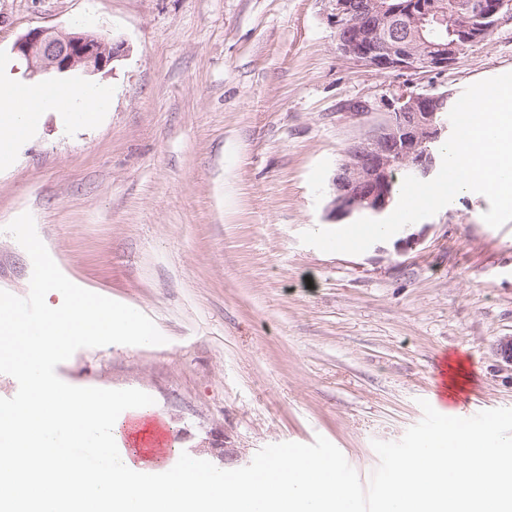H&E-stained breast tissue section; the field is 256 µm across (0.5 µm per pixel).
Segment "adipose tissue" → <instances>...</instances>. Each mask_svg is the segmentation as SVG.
<instances>
[{
  "instance_id": "ef3b65f1",
  "label": "adipose tissue",
  "mask_w": 512,
  "mask_h": 512,
  "mask_svg": "<svg viewBox=\"0 0 512 512\" xmlns=\"http://www.w3.org/2000/svg\"><path fill=\"white\" fill-rule=\"evenodd\" d=\"M29 91L26 110H18L17 99ZM112 98L111 89L96 87L74 88L65 83L27 84L17 79L10 68L0 69V160L5 159V147L13 145L26 130V112H61L71 110L97 118Z\"/></svg>"
}]
</instances>
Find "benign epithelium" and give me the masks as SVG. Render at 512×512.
<instances>
[{"instance_id":"benign-epithelium-1","label":"benign epithelium","mask_w":512,"mask_h":512,"mask_svg":"<svg viewBox=\"0 0 512 512\" xmlns=\"http://www.w3.org/2000/svg\"><path fill=\"white\" fill-rule=\"evenodd\" d=\"M327 20L344 57L384 73H442L461 52L494 30L512 25V0H325ZM33 73L102 70L120 58L124 43L89 33L33 29L14 44ZM448 93L404 90L377 106L349 104L365 133L344 149L332 180L330 215L336 220L379 215L393 204L398 170L422 178L436 169L433 146L448 136Z\"/></svg>"}]
</instances>
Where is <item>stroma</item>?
Instances as JSON below:
<instances>
[{
    "mask_svg": "<svg viewBox=\"0 0 512 512\" xmlns=\"http://www.w3.org/2000/svg\"><path fill=\"white\" fill-rule=\"evenodd\" d=\"M324 0H0V62L18 65L34 28L124 43L77 86L118 93L99 123L47 113L0 168V289L24 296L32 262L7 225L31 213L80 287L135 307L162 345L77 350L56 368L77 387L138 389L170 433L169 464L218 431L224 466L263 447L324 436L361 481L373 440L397 441L421 401L459 376L452 407L512 408V222L487 198L435 215L353 255L302 244L336 228L331 181L364 132L348 101L404 85L459 98L512 72V25L448 71L381 73L343 57Z\"/></svg>",
    "mask_w": 512,
    "mask_h": 512,
    "instance_id": "stroma-1",
    "label": "stroma"
}]
</instances>
